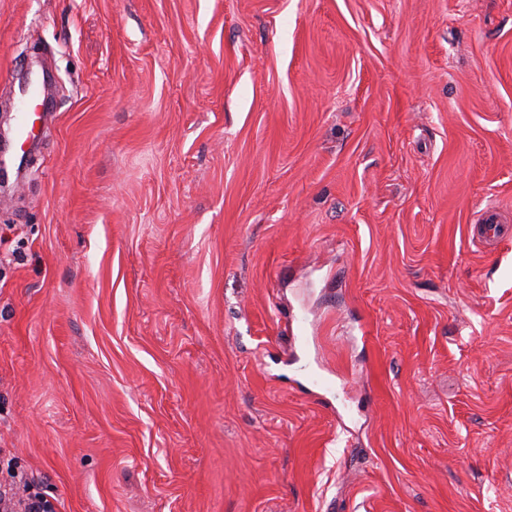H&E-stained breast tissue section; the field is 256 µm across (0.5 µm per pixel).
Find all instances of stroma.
I'll use <instances>...</instances> for the list:
<instances>
[{"instance_id":"35a3bbf8","label":"stroma","mask_w":512,"mask_h":512,"mask_svg":"<svg viewBox=\"0 0 512 512\" xmlns=\"http://www.w3.org/2000/svg\"><path fill=\"white\" fill-rule=\"evenodd\" d=\"M0 486L53 512H512V0H0ZM481 224H476L479 240L488 246H495L498 240L511 236L512 228L502 224L500 214L494 207L486 208L479 217Z\"/></svg>"}]
</instances>
